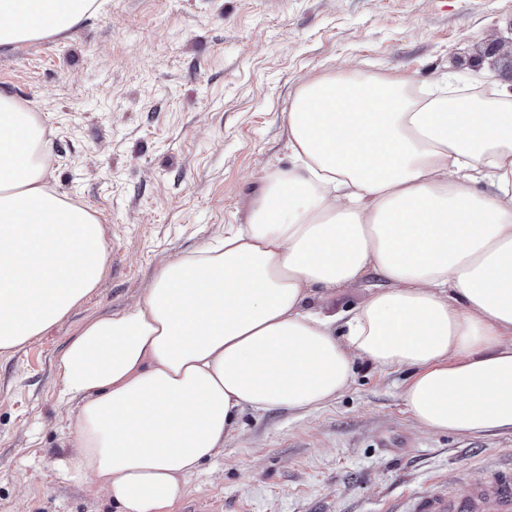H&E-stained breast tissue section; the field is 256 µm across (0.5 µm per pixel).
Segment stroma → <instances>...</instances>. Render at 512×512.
I'll list each match as a JSON object with an SVG mask.
<instances>
[{
    "label": "stroma",
    "instance_id": "1",
    "mask_svg": "<svg viewBox=\"0 0 512 512\" xmlns=\"http://www.w3.org/2000/svg\"><path fill=\"white\" fill-rule=\"evenodd\" d=\"M512 36V0H109L69 31L0 47V90L46 130L56 191L93 211L109 261L98 288L48 333L0 356V512H116L58 471L71 406L55 359L92 317L127 308L159 265L243 224L262 178L291 167L287 112L305 82L343 69L454 75L512 86L488 54ZM409 371L357 364L316 410H245L185 502L226 512H400L512 465V435L419 429Z\"/></svg>",
    "mask_w": 512,
    "mask_h": 512
}]
</instances>
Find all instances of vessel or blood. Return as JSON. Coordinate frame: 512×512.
I'll return each instance as SVG.
<instances>
[{"label": "vessel or blood", "instance_id": "vessel-or-blood-1", "mask_svg": "<svg viewBox=\"0 0 512 512\" xmlns=\"http://www.w3.org/2000/svg\"><path fill=\"white\" fill-rule=\"evenodd\" d=\"M408 512H512V467L450 494L440 490L418 494L410 500Z\"/></svg>", "mask_w": 512, "mask_h": 512}]
</instances>
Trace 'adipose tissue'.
<instances>
[{"label":"adipose tissue","mask_w":512,"mask_h":512,"mask_svg":"<svg viewBox=\"0 0 512 512\" xmlns=\"http://www.w3.org/2000/svg\"><path fill=\"white\" fill-rule=\"evenodd\" d=\"M96 0H0V46L63 33ZM359 70L302 84L293 167L262 179L245 224L156 270L124 310L90 319L57 357L75 404L64 479L120 512H171L244 408L313 409L357 362L408 369L402 399L431 432L512 433V93L451 102ZM44 130L0 91V354L98 287L99 219L47 179ZM388 287L333 314L336 289Z\"/></svg>","instance_id":"obj_1"}]
</instances>
